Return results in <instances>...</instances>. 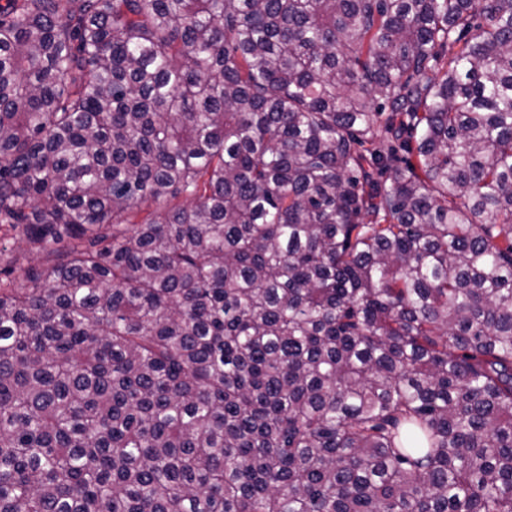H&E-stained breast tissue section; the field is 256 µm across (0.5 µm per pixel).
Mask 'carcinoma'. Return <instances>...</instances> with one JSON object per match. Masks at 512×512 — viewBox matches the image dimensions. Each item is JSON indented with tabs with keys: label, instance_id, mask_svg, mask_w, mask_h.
I'll return each instance as SVG.
<instances>
[{
	"label": "carcinoma",
	"instance_id": "1",
	"mask_svg": "<svg viewBox=\"0 0 512 512\" xmlns=\"http://www.w3.org/2000/svg\"><path fill=\"white\" fill-rule=\"evenodd\" d=\"M0 512H512V0L0 3Z\"/></svg>",
	"mask_w": 512,
	"mask_h": 512
}]
</instances>
